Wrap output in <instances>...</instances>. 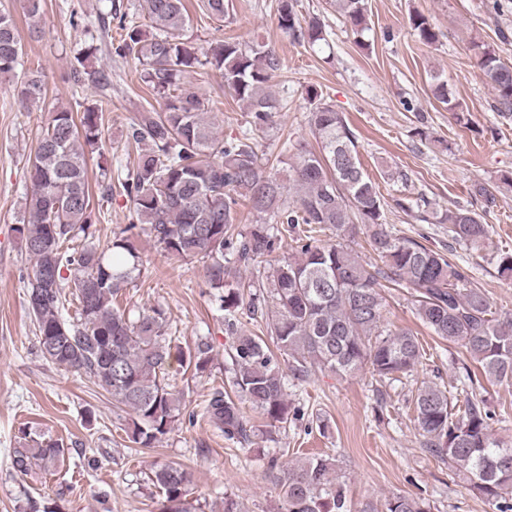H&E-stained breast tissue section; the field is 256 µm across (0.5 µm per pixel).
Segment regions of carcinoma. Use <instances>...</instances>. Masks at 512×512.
Here are the masks:
<instances>
[{
  "label": "carcinoma",
  "mask_w": 512,
  "mask_h": 512,
  "mask_svg": "<svg viewBox=\"0 0 512 512\" xmlns=\"http://www.w3.org/2000/svg\"><path fill=\"white\" fill-rule=\"evenodd\" d=\"M22 2L30 26L37 28L42 0ZM335 5L355 34L369 30L365 0H335ZM200 8L220 23L228 12L225 0H201ZM185 13L183 0H139L138 12L117 16L122 34L115 52L138 61L140 80L161 108L142 110L128 130V138L146 145L133 172L120 182L136 222L122 228L110 247L99 248L90 231L94 214L86 148L101 143V108L88 106L77 119L71 109L53 106L29 160L28 217L15 231L32 262L27 303L41 356L88 375L111 396L113 407L129 411L128 438L139 447H154L172 430L181 402L166 382L167 366L175 357L194 374H203L213 361V346L203 338L186 346L176 342L161 309L132 318L113 307V299L141 273L135 239L144 234L173 259L205 264L231 339L232 393H212L204 413L224 439L252 446L257 434L241 400L266 418L268 434L286 428L300 408L288 402L273 352L258 335L242 332L240 316L265 319L267 334L288 356V376L294 380L318 371L351 376L366 368L378 380L394 382L412 375L424 355L412 331L383 326L387 285L410 286L418 293L420 322L464 348L475 365L457 378L463 410H454L447 387L424 382L412 394L414 422L428 450L448 461L469 491L495 512H512V446L494 436L493 414L481 396L487 383L512 382V317L496 315L468 268L392 232L383 196L363 168L352 129L318 93L309 92L308 117L317 147L298 148L289 174L297 190L293 199L261 163L248 134L230 140L219 136L207 99L185 88V80L200 67L219 71L224 89L245 104L250 125L267 128L280 104L266 85L281 69V59L266 45L227 39L201 50L182 38ZM142 19L152 32L142 30ZM410 21L422 42L437 40L427 17L415 13ZM277 22L299 43L325 40L323 21L301 22L294 0H278ZM471 50L495 93L496 112L511 120L512 64L483 42L471 41ZM92 54L90 46L77 53L71 80L79 88L90 83L105 91L110 75L88 68ZM19 66L16 23L0 11V77H17ZM17 93L26 103L41 101L40 76L25 75ZM432 93L457 122L466 120L456 111L447 81L433 77ZM502 185L512 186V172L495 183H473L470 196L488 212ZM237 194L257 215L244 231L236 230ZM398 206L417 209L428 224L448 225V237L469 251H481L488 240L489 226L467 206L440 212L423 197L405 198ZM284 232L296 235V255L270 268L265 284L238 280L235 268L272 253ZM326 232L334 240L319 242L316 234ZM359 233L381 264L362 261L347 244ZM66 454L57 440L30 439L12 450V466L21 475L36 467L49 471ZM276 469L274 462L270 470ZM148 480L162 496L160 512H188L193 477L187 468L157 463ZM274 480L280 512H352L333 457L299 460L280 469ZM385 512L428 510L421 498L395 496L385 503Z\"/></svg>",
  "instance_id": "carcinoma-1"
}]
</instances>
